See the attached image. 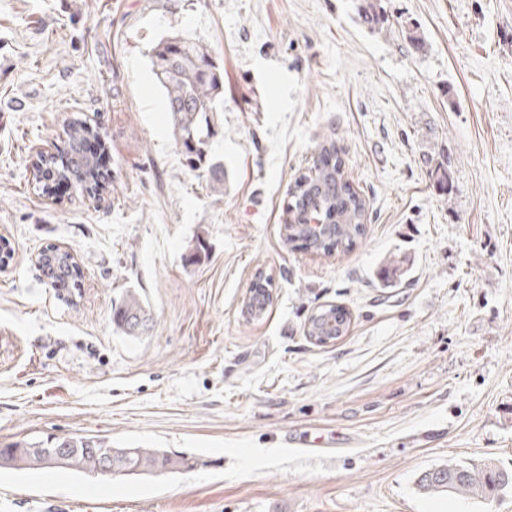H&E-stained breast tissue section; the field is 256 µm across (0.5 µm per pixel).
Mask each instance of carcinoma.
Masks as SVG:
<instances>
[{
    "label": "carcinoma",
    "instance_id": "carcinoma-1",
    "mask_svg": "<svg viewBox=\"0 0 512 512\" xmlns=\"http://www.w3.org/2000/svg\"><path fill=\"white\" fill-rule=\"evenodd\" d=\"M152 66L158 83L165 90L167 111L171 114L176 141L184 148L188 166L195 170L207 164L211 133V114L224 104V76L208 51L189 38L167 37L153 49ZM93 130L79 118L68 128L69 166L58 172L62 178L74 177L81 190L98 194L109 188L111 178L96 171L93 159L83 150L85 139ZM289 195V205L297 217L285 225V242L297 240L324 254L334 248H351L365 232L366 203L345 176L344 150L336 140L326 137L318 144L314 174L295 178ZM313 210L323 208V220L329 224V234L321 240L309 238L306 203ZM40 267L50 278L51 286L60 297L70 301L71 289L79 287L81 271L68 253L51 247L46 249ZM271 279L257 282L248 298L247 316L263 317L271 304ZM150 311L135 293H128L115 305L112 321L116 329L128 336L138 333L136 327L146 326ZM347 313L339 306L321 308L307 322L306 335L317 345H325L345 335ZM19 443L0 446V467H29L27 455L17 452ZM72 448L67 466L80 472L96 474L101 465L102 449L112 443L95 436H71ZM119 469L131 475L157 471L171 472L185 465L183 458H174L158 448H119L112 457ZM416 486L424 494L448 493L463 498L487 499L512 490V472L501 470L492 463L469 464L449 461L421 473Z\"/></svg>",
    "mask_w": 512,
    "mask_h": 512
}]
</instances>
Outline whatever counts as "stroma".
<instances>
[{"label":"stroma","mask_w":512,"mask_h":512,"mask_svg":"<svg viewBox=\"0 0 512 512\" xmlns=\"http://www.w3.org/2000/svg\"><path fill=\"white\" fill-rule=\"evenodd\" d=\"M361 2L0 0V443L96 435L186 461L0 467V512H512V491L415 484L450 459L512 469V0H379L376 26ZM175 35L224 72L217 192L152 70ZM75 116L112 153L98 198L41 193L31 166ZM327 136L367 203L330 257L283 238ZM49 245L80 267L72 302L35 262ZM260 269L274 299L252 320ZM129 292L152 317L135 338L112 324ZM329 304L348 331L317 345L305 325Z\"/></svg>","instance_id":"1"}]
</instances>
